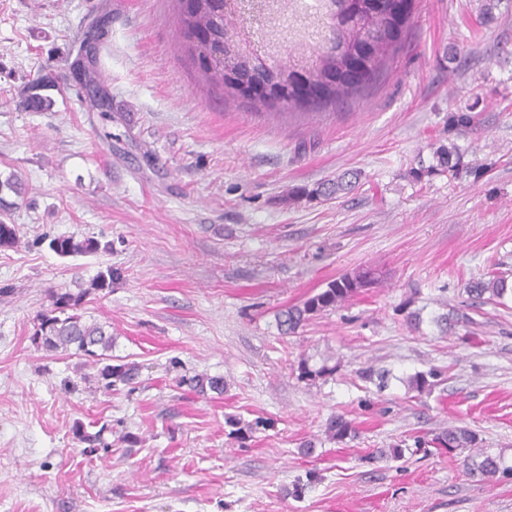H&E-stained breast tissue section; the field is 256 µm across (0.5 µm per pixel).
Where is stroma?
<instances>
[{"label":"stroma","instance_id":"1","mask_svg":"<svg viewBox=\"0 0 512 512\" xmlns=\"http://www.w3.org/2000/svg\"><path fill=\"white\" fill-rule=\"evenodd\" d=\"M89 42L103 110L73 74ZM46 76L53 110L20 109ZM449 143L456 170L411 177ZM345 172L358 179L338 198L286 203ZM12 173L25 194H0L19 237L0 250V512H512V479L478 481L434 443L465 426L512 463V298L465 292L512 281V0H415L360 98L278 117L199 82L169 0H0ZM70 235L107 248L49 249ZM109 266L121 279L81 311L110 327L113 363L139 367L132 391L32 341L51 292ZM367 266L380 284L283 333L282 309ZM432 369L430 390L408 387ZM197 374L223 376V394L181 384ZM334 415L356 437L330 439ZM78 425L101 432L95 454ZM507 282L503 276L493 275L488 279H479L468 284L466 292L476 304L501 299L507 292Z\"/></svg>","mask_w":512,"mask_h":512}]
</instances>
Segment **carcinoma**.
<instances>
[{
	"instance_id": "carcinoma-1",
	"label": "carcinoma",
	"mask_w": 512,
	"mask_h": 512,
	"mask_svg": "<svg viewBox=\"0 0 512 512\" xmlns=\"http://www.w3.org/2000/svg\"><path fill=\"white\" fill-rule=\"evenodd\" d=\"M171 2L199 79L221 90L225 102H242L262 114L273 109L316 111L353 99L397 50L413 17L415 0H321L318 15L302 19L304 38L288 56L271 64L257 61L252 44L266 48L264 38L272 23L291 12L295 0H269L264 14L254 17L239 12L235 7L237 0ZM78 80L88 87L97 105L109 104L97 71L83 66L78 71ZM46 87L48 84L43 81L32 83L21 106L29 112L52 110L55 101L43 93ZM434 155L436 166L413 171L415 180L459 166L461 154L454 144L439 146ZM349 187L351 182L342 176L313 189L297 187L288 195L287 202L329 199ZM17 243L16 225L0 219V248H12ZM49 246L62 256L95 254L108 248L94 238L74 236L53 238ZM116 278L118 273L108 268L77 293H52L51 307L39 315L33 333L35 344L49 351L72 350L97 366L98 382L107 391L120 383H133L137 368L111 364L108 352L112 351V333L98 322L85 320L78 310L89 291L110 288ZM375 282V273L370 269L345 274L281 312L280 325L285 332L293 333L311 316L343 306ZM466 292L481 304L502 298L508 292L507 282L494 275L470 282ZM190 383L201 393H224V378L219 376H196ZM327 431L342 441L354 433V427L344 417L334 416L327 423ZM435 443L450 450L471 449L477 445V436L466 426H450L435 438ZM466 468L485 483L512 478V465L501 455L479 451L466 459Z\"/></svg>"
}]
</instances>
